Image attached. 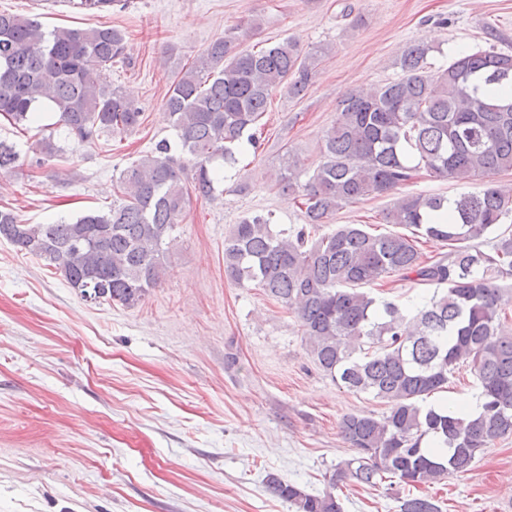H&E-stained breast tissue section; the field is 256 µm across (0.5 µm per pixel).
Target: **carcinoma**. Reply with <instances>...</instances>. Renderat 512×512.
Instances as JSON below:
<instances>
[{
    "instance_id": "obj_1",
    "label": "carcinoma",
    "mask_w": 512,
    "mask_h": 512,
    "mask_svg": "<svg viewBox=\"0 0 512 512\" xmlns=\"http://www.w3.org/2000/svg\"><path fill=\"white\" fill-rule=\"evenodd\" d=\"M128 0H80L86 10L123 8ZM237 31L213 41L172 83L165 116L176 140L157 142L125 168L120 196L106 211L53 224H31L0 210V239L25 256L49 262L90 300L125 307L142 302L166 275L163 245L191 196L211 198L235 150L256 147L257 125L273 90L303 94L329 52L304 53L286 40L241 50ZM429 47L409 46L401 76L361 88L340 101L322 136L321 161L300 182L297 160L282 154L277 186L301 195L305 223L278 229L270 215H247L224 237V272L243 288H259L294 316L314 364L342 387L388 404L380 417L349 414L340 423L356 455L336 465L328 489L311 494L276 474L268 490L295 512H343L334 490L350 481L374 486L392 474L416 486L470 470L478 454L512 436V331L501 324L512 290V215L493 177L512 171V53L462 54L426 70ZM125 55L112 27H56L0 12V117L20 129L39 121L49 102L57 125L79 145L127 133L142 112L106 81ZM35 165L57 156L53 135L37 142ZM192 158L186 170L176 154ZM0 142V171L20 166ZM436 178L484 180L477 193L453 198L404 191L420 172ZM394 196L385 224L407 232H369L363 224L323 231L345 205ZM491 239L490 248L480 244ZM426 239L448 247L422 259ZM397 276L434 289L422 305L378 300L364 288ZM467 364L483 400L473 418L446 404L425 405ZM400 512H440L427 497H407Z\"/></svg>"
}]
</instances>
